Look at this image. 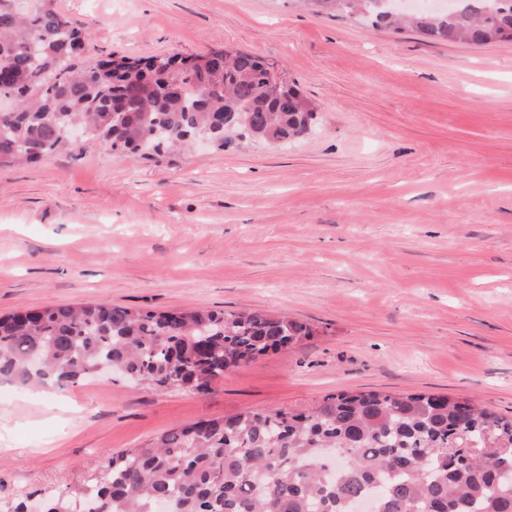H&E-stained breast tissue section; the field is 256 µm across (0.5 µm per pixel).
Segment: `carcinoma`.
<instances>
[{
  "instance_id": "cac0c4a2",
  "label": "carcinoma",
  "mask_w": 512,
  "mask_h": 512,
  "mask_svg": "<svg viewBox=\"0 0 512 512\" xmlns=\"http://www.w3.org/2000/svg\"><path fill=\"white\" fill-rule=\"evenodd\" d=\"M0 0V70L17 95L0 112V165L79 152L80 127L110 151L181 149L208 134L267 143L307 131L315 105L236 51L200 67L109 54L79 65L87 32L51 0L22 12ZM315 12L410 28L429 43H512V0H461L451 14L391 16L378 0H302ZM264 310L144 311L104 303L0 317V381L65 388L100 363L155 391L207 390L230 368L310 338ZM512 512V418L431 393L331 395L309 412L244 411L104 456L90 485L44 499V512Z\"/></svg>"
}]
</instances>
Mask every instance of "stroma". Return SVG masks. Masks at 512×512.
Masks as SVG:
<instances>
[{
  "label": "stroma",
  "mask_w": 512,
  "mask_h": 512,
  "mask_svg": "<svg viewBox=\"0 0 512 512\" xmlns=\"http://www.w3.org/2000/svg\"><path fill=\"white\" fill-rule=\"evenodd\" d=\"M87 59L240 50L316 106L280 147L0 167V316L55 305L285 312L316 334L210 390L92 378L0 400V505L90 483L199 419L342 392L512 416V43L430 44L301 0H52Z\"/></svg>",
  "instance_id": "35a3bbf8"
}]
</instances>
